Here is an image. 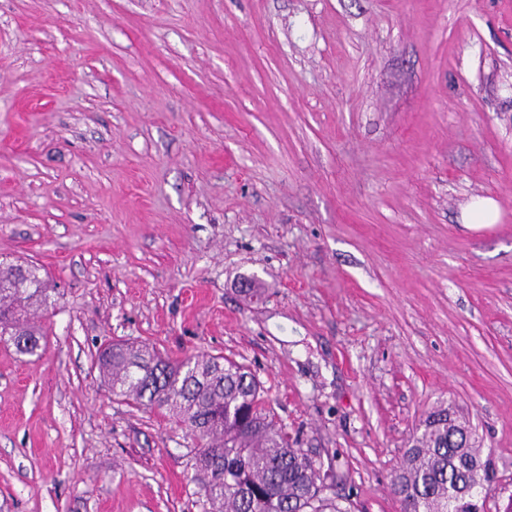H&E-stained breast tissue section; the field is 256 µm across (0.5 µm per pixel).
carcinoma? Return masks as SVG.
Instances as JSON below:
<instances>
[{"instance_id":"cac0c4a2","label":"carcinoma","mask_w":512,"mask_h":512,"mask_svg":"<svg viewBox=\"0 0 512 512\" xmlns=\"http://www.w3.org/2000/svg\"><path fill=\"white\" fill-rule=\"evenodd\" d=\"M51 292L39 267L0 263V343L36 354L44 333L28 314L48 309ZM100 369L125 403L185 428L200 512H346L324 495L329 473L276 420L269 390L245 366L222 355L172 362L147 344L115 343ZM466 433L446 408L416 428L392 479L401 512H488L494 469L465 447Z\"/></svg>"}]
</instances>
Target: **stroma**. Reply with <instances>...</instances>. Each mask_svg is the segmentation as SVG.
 I'll use <instances>...</instances> for the list:
<instances>
[{
    "label": "stroma",
    "instance_id": "obj_1",
    "mask_svg": "<svg viewBox=\"0 0 512 512\" xmlns=\"http://www.w3.org/2000/svg\"><path fill=\"white\" fill-rule=\"evenodd\" d=\"M494 199V224L463 213ZM0 512H199L185 429L100 348L221 354L348 512L451 406L512 499V0H0ZM256 294H244V277ZM48 280L34 265L0 263V343L12 345L21 355H35L45 334L30 323V311L51 305Z\"/></svg>",
    "mask_w": 512,
    "mask_h": 512
}]
</instances>
